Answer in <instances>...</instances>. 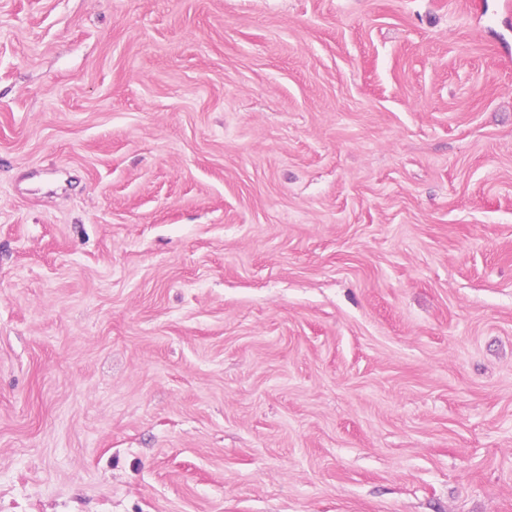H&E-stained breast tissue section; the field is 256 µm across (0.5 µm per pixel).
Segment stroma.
Listing matches in <instances>:
<instances>
[{
  "label": "stroma",
  "instance_id": "obj_1",
  "mask_svg": "<svg viewBox=\"0 0 512 512\" xmlns=\"http://www.w3.org/2000/svg\"><path fill=\"white\" fill-rule=\"evenodd\" d=\"M0 512H512V0H0Z\"/></svg>",
  "mask_w": 512,
  "mask_h": 512
}]
</instances>
